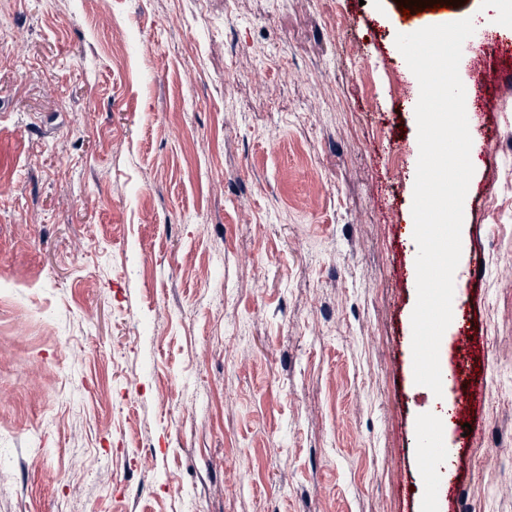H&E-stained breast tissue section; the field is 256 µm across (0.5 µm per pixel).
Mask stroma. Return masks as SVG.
Listing matches in <instances>:
<instances>
[{
	"label": "stroma",
	"instance_id": "1",
	"mask_svg": "<svg viewBox=\"0 0 512 512\" xmlns=\"http://www.w3.org/2000/svg\"><path fill=\"white\" fill-rule=\"evenodd\" d=\"M454 281L486 433L512 429V7ZM400 0H0V512H421L434 397L393 358L419 156ZM483 265L469 269L475 259ZM463 512L512 458L460 453ZM409 484L410 501L401 498Z\"/></svg>",
	"mask_w": 512,
	"mask_h": 512
}]
</instances>
